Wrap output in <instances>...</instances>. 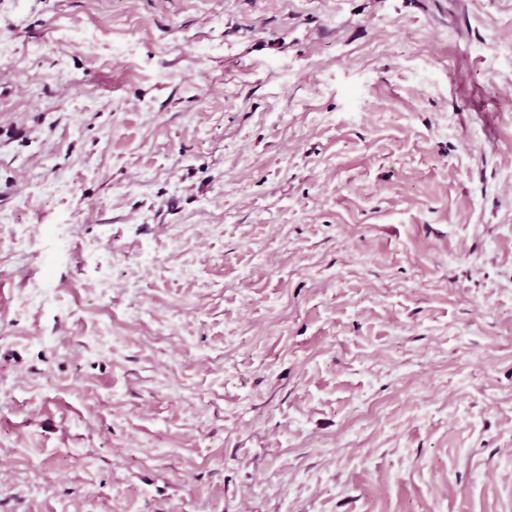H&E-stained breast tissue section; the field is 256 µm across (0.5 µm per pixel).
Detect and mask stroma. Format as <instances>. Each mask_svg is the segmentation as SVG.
<instances>
[{
    "label": "stroma",
    "mask_w": 512,
    "mask_h": 512,
    "mask_svg": "<svg viewBox=\"0 0 512 512\" xmlns=\"http://www.w3.org/2000/svg\"><path fill=\"white\" fill-rule=\"evenodd\" d=\"M0 512H512V0H0Z\"/></svg>",
    "instance_id": "1"
}]
</instances>
